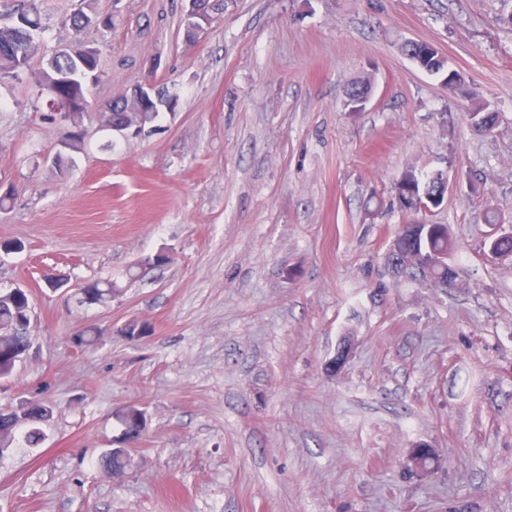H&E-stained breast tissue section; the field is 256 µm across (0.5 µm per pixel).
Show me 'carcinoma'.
Returning a JSON list of instances; mask_svg holds the SVG:
<instances>
[{"label": "carcinoma", "instance_id": "1", "mask_svg": "<svg viewBox=\"0 0 512 512\" xmlns=\"http://www.w3.org/2000/svg\"><path fill=\"white\" fill-rule=\"evenodd\" d=\"M0 83L10 80L22 82L23 75L31 60L41 51L46 25L37 0H0ZM72 29L80 34L93 27L104 34L112 31L113 17L108 14L86 13L77 8L71 15ZM422 70L442 77L448 92L460 89V74L448 68V60L427 43H421L410 56ZM101 58L99 50L84 44L81 40L55 51L47 60L38 77L41 93L52 101L60 103L79 101L81 105L71 112H46L43 120L58 130V144L68 151H79L85 140L84 119L89 106L87 98L91 82L99 78ZM371 90L368 82L357 83L350 88L343 102L347 112L363 109L364 99ZM467 112L469 125L473 128H494L496 113L487 102L473 96ZM175 100L156 92L151 93L148 104L134 98H121L110 105L107 126L116 125L122 130L132 127L141 131L153 124L160 115V109H171ZM434 187V175L419 177L412 171L406 172L398 183L397 195L401 208L411 210L413 199ZM455 242L446 224H419L410 222L398 229L389 242L387 261L393 275L419 281L429 288H450L457 285L459 273L455 272L450 257ZM81 302L89 305L106 304L116 294L109 281L89 282L78 288ZM32 302L28 291L20 288L0 289V379L13 376L17 365L22 362L32 347L28 328L31 323ZM55 408L48 404L25 402L15 407L0 408V457L10 452L18 436L24 442L38 446L45 437L44 427L54 418ZM122 426L121 439L138 430L146 423L143 409L128 405L117 412ZM130 465L128 450L118 446L108 449L102 459L104 475L119 478Z\"/></svg>", "mask_w": 512, "mask_h": 512}]
</instances>
